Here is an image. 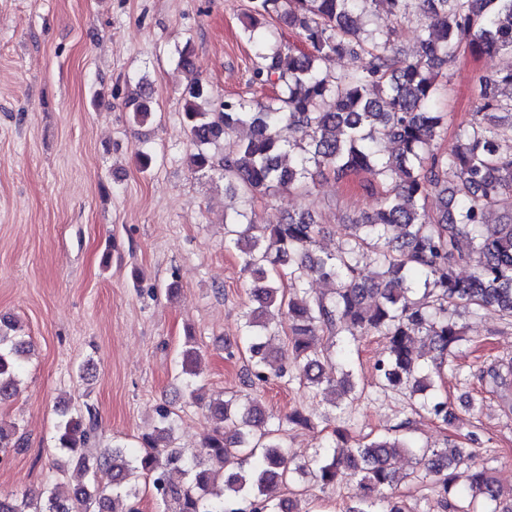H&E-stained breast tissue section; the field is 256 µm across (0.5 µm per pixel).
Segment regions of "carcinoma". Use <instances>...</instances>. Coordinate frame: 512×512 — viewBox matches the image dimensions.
Wrapping results in <instances>:
<instances>
[{"label": "carcinoma", "mask_w": 512, "mask_h": 512, "mask_svg": "<svg viewBox=\"0 0 512 512\" xmlns=\"http://www.w3.org/2000/svg\"><path fill=\"white\" fill-rule=\"evenodd\" d=\"M377 12L397 24L420 15L413 56L394 52L396 29L362 21ZM241 23L253 43L252 81L274 88L263 101L214 102L196 73L191 42L175 55L187 75L182 98L189 167L220 172L224 191L237 200L224 213V241L240 253L250 280L243 340L254 380L283 377L287 359L299 384L335 409L343 400L351 405L362 394L350 366L352 344L378 335L385 346L374 369L383 386L404 393L414 412L448 422V397L434 376L464 336L451 308L512 318V214L491 222L495 208L512 197V152L500 149L495 132L496 122L512 119V71L480 78L476 112L448 149L439 144L447 115L434 101L447 77L443 69L460 47L476 55L512 54V0H248ZM283 27L310 50L284 44L278 32ZM346 55L361 64L332 71L331 63ZM127 107L135 123L152 118L144 81ZM382 142L392 146L390 153L381 152ZM135 156L143 172L156 163L150 147H137ZM359 174L366 177L361 188L378 196L380 205L346 217L350 232L334 253L313 249L320 224L312 209L282 224L256 220V203L280 190H307L319 178ZM432 197L442 203L433 213ZM366 257L375 266L372 278L362 273ZM471 265L469 277L458 276L457 269ZM313 279L329 283L330 292L312 294ZM276 313L288 319L278 349L272 346L280 336ZM322 333L339 338L338 378L323 369L316 345ZM419 339L433 352L427 361L415 347ZM29 352L16 323L1 320V402L16 392ZM198 358L187 339L180 366L193 404L202 402L195 388ZM205 408L218 426L200 447L173 446L177 414L162 407L142 453L114 444L93 464L82 452L96 431L92 409L63 408L56 425L59 449L88 473L87 484L69 497L58 484L36 496H0V512H107L111 502L137 499L141 479L162 512H296L284 493L296 478L309 475L327 488L345 474L355 479L351 512H406L402 499L387 495L408 478L399 468L404 456L417 460L443 506L456 484L454 471L467 460L455 512H471L463 505L469 497L482 499L491 512H512V505H496L497 480L473 462V451L425 448L408 435L409 420L396 427L398 436L353 445L342 436L314 458L296 461L255 398L232 394L209 400Z\"/></svg>", "instance_id": "cac0c4a2"}]
</instances>
